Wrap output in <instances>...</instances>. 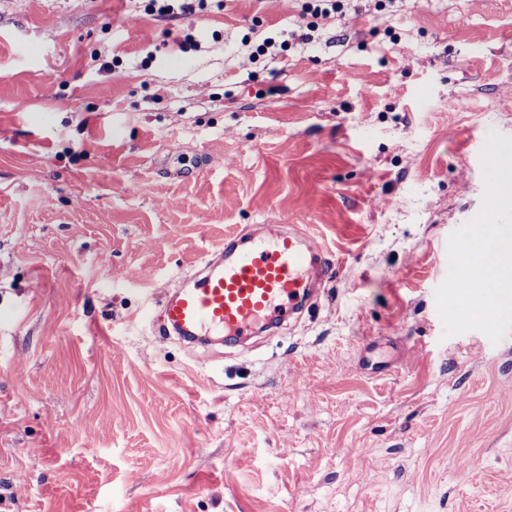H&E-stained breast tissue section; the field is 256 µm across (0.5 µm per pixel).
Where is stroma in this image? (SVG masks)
Listing matches in <instances>:
<instances>
[{
    "label": "stroma",
    "instance_id": "1",
    "mask_svg": "<svg viewBox=\"0 0 512 512\" xmlns=\"http://www.w3.org/2000/svg\"><path fill=\"white\" fill-rule=\"evenodd\" d=\"M343 5L0 0V512H512V331L435 303L512 137V0ZM291 226L310 311L156 335Z\"/></svg>",
    "mask_w": 512,
    "mask_h": 512
}]
</instances>
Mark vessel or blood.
<instances>
[{"mask_svg": "<svg viewBox=\"0 0 512 512\" xmlns=\"http://www.w3.org/2000/svg\"><path fill=\"white\" fill-rule=\"evenodd\" d=\"M312 236L281 234L271 240L230 236L219 260L165 302L159 334L186 338L224 335L232 341L280 328L332 275Z\"/></svg>", "mask_w": 512, "mask_h": 512, "instance_id": "vessel-or-blood-1", "label": "vessel or blood"}]
</instances>
